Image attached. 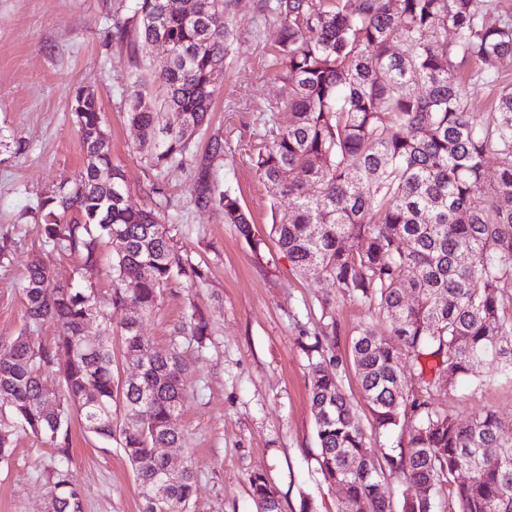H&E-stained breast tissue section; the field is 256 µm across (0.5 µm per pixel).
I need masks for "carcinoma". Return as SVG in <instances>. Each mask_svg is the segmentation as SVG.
<instances>
[{
    "label": "carcinoma",
    "mask_w": 512,
    "mask_h": 512,
    "mask_svg": "<svg viewBox=\"0 0 512 512\" xmlns=\"http://www.w3.org/2000/svg\"><path fill=\"white\" fill-rule=\"evenodd\" d=\"M233 6L184 0L174 11L169 0H132L138 23L116 30L132 36L142 54L161 40L172 50L153 80L157 94L139 77L129 94L127 120L140 132L146 165L161 173L195 162L196 211L220 213L250 244L251 215L213 171L224 139L212 137L200 160L193 151L233 38ZM275 10V61L290 87V119L270 131L253 162L273 195L292 204L270 233L293 269L316 267L342 297L386 323L384 331L359 327L351 344L374 430L397 426L407 407L417 416L398 453L370 447L338 386L335 360L320 354L321 338L305 347L316 461L325 481L344 490L336 512H393L386 469L417 489L403 493L401 512H436L445 486L454 512H512V435L496 413L462 423L402 382V361L427 355L442 363L433 389L479 383L488 365L512 377V297L502 289L512 279V84L499 88L488 123L475 126L463 81L499 84L500 64L512 57V0H277ZM414 84L425 94L411 92ZM159 107L178 113V123H162ZM72 114L87 163L73 185L52 191L39 208L44 241L79 257V284L57 282L35 258L27 263L20 285L26 321L53 323L58 334L49 345L24 331L0 341V400L18 429L59 453L47 512H83L68 467L74 414L92 436L123 448L142 512H189L191 463L163 482L166 465L155 448L180 445L172 425L186 394L179 348L185 341L207 349L210 319L191 305L165 348L142 335L141 323L169 286L192 288L205 272L177 247L170 219L132 199L124 171L102 146L107 132L97 97L77 92ZM489 155L499 172L484 189ZM115 235L126 247L112 254V306L129 312L120 336L136 369L124 382L114 376L112 320L96 302L102 243ZM464 252L472 256L467 264L459 261ZM93 312L99 334L90 342L82 330ZM50 376L62 395L46 384ZM119 407L123 425L114 417ZM249 483L256 512H281L265 475Z\"/></svg>",
    "instance_id": "carcinoma-1"
}]
</instances>
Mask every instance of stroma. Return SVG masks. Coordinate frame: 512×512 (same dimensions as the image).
I'll return each mask as SVG.
<instances>
[{"mask_svg":"<svg viewBox=\"0 0 512 512\" xmlns=\"http://www.w3.org/2000/svg\"><path fill=\"white\" fill-rule=\"evenodd\" d=\"M236 31L207 123L194 139L204 154L211 137L224 138V156L213 168L223 190L238 197L256 225L257 245L241 238L221 214L195 211L189 193L190 167L162 174L149 170L139 150V132L126 120L135 73L152 76L169 59L163 48L146 56L115 34L130 18L131 0H0V340L29 330L33 340L52 343L57 328H27L19 288L25 265L38 258L58 282L73 279L77 257L66 256L41 238L39 203L46 193L72 183L85 163L72 120L77 90H93L109 134L112 160L126 175L138 203L154 206V184L166 192L167 213L176 216L172 234L183 254L209 266L206 282L187 289L170 286L142 334L167 346L190 305L211 316L205 352L183 344V379L188 395L176 418L183 434L177 455L189 458L196 475L190 512H256L248 478L266 476L281 499L282 512H336L342 488L327 484L315 461L314 414L309 399L307 344L328 323L337 328L325 357L336 359L340 386L364 428L372 413L350 360L358 327L372 323L359 303L340 300L331 281L301 275L280 253L270 234L272 212L289 201L271 195L250 155L271 126L287 127L288 87L274 66V0H236ZM435 405L459 421L491 410L512 433V378L490 372L482 383L457 382L433 393ZM405 413L387 434L372 433L376 448H402ZM70 479L84 512H141L131 467L116 443L70 423ZM55 448L30 433L14 438V452L0 460V512H45Z\"/></svg>","mask_w":512,"mask_h":512,"instance_id":"obj_1","label":"stroma"}]
</instances>
